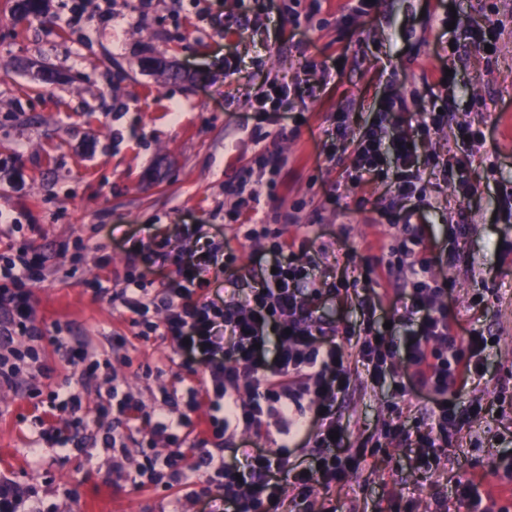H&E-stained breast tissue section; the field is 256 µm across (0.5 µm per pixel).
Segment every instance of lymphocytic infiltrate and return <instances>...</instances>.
I'll return each mask as SVG.
<instances>
[{"mask_svg":"<svg viewBox=\"0 0 512 512\" xmlns=\"http://www.w3.org/2000/svg\"><path fill=\"white\" fill-rule=\"evenodd\" d=\"M405 109L403 98H385L370 127L352 141L350 154L353 183L373 181L394 192L401 206L390 221L409 225L419 222L425 199L416 145L445 127L448 116L434 101L419 120L386 134L382 121ZM286 135L283 129L273 135L252 129L253 163L224 182L226 219L256 210L262 196L272 194L285 165L278 141ZM291 218L284 212L248 226L246 238L272 239L268 259L254 272L258 284L248 291H241L236 280H225L223 300L204 294L213 270L230 264L210 240L178 267L173 281L153 284L130 276L119 289L96 286L97 294L131 313L140 339H158L182 362L204 364L202 376L165 393V403L181 400L188 410L204 403L210 409L206 435L196 438L186 414L141 415L129 394L112 388L99 404L97 418L112 424L103 443L114 452L113 474L124 470V451L138 423L176 447L165 456L144 449L141 473L155 482L166 479L186 487L192 474H201L198 494L207 499L210 512H278L285 489L303 500L315 485L344 482L368 458L363 448L349 452L343 439L342 407L350 393L348 365L353 361L376 383L391 375L398 360L412 367L410 382L398 383L397 390L413 388L431 395V405L423 409L426 422L412 428L391 420L381 435L414 446L423 460L437 458L447 447L449 427L465 426L479 414V407H461L457 398L470 379L483 377L484 354L497 340L474 324L449 319L446 300L452 285L429 275L434 244L413 232L374 257L366 277L369 287L359 300L363 319L358 327L340 331L317 311L324 296H338L351 283L343 281L340 288L323 293L321 283L301 265L295 240L285 235ZM43 265V255L26 244L0 257V311L8 314L0 325L1 385L13 384L19 361L35 355L32 348L13 347L14 335L32 342L43 338L27 287ZM383 278L401 283L393 319L409 329L403 348L376 316L372 284ZM348 339L354 342L349 352L343 347ZM270 423L278 434L313 446L308 464L293 463L283 447H244L228 461L208 448L210 439L227 440L240 430L258 434Z\"/></svg>","mask_w":512,"mask_h":512,"instance_id":"f902f5d3","label":"lymphocytic infiltrate"}]
</instances>
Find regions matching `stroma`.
Masks as SVG:
<instances>
[{
    "mask_svg": "<svg viewBox=\"0 0 512 512\" xmlns=\"http://www.w3.org/2000/svg\"><path fill=\"white\" fill-rule=\"evenodd\" d=\"M345 2L322 0L313 12L311 0H299L292 13L267 15L254 0H50L51 20L42 25L16 20L9 0H0V254L25 242L49 258L29 284L44 371L22 365L14 384L0 387V479L31 486L43 512H208L184 487L113 477L111 449L65 452L38 436L41 424L62 429L69 419L50 403L55 385L70 383L91 410L117 384L150 414L178 382L170 348L138 341L129 313L97 295L96 283L119 288L131 272L154 283L174 276L176 257L156 263L153 239L177 236L189 248L186 228L198 224L238 257L217 269L211 292H223L230 277L251 287L248 272L267 243L225 223L224 182L252 158L251 129L283 126L288 165L259 212L299 205L287 234L310 238L317 278L361 275L383 243L408 231L387 223L385 212L400 203L382 186L368 182L334 200L350 158L327 157L323 131L344 112L347 137L356 139L383 98L402 96L418 114L433 92L448 98V124L421 144V155L452 157L459 122L483 132L469 148L476 195L464 202L442 174L426 172L425 194L440 205L425 209L421 225L463 258L431 271L453 282L449 315L499 339L484 377L460 398L483 411L469 426L449 428L448 446L430 467L405 444L388 442L346 483L314 486L303 505L285 497L280 512H466L456 486L472 477L512 512L507 480L493 475L494 462L512 454V406L492 403L498 389L512 391V252L501 247L512 241V225L501 220L499 193L512 185V0H371L369 11L349 16ZM444 4L462 28L500 27L495 52L466 40L442 48L434 17ZM228 51L237 57L230 77ZM152 58L176 67L179 79L145 69ZM313 61L329 77L311 70ZM45 72L53 82L42 81ZM273 80L290 90L276 111L257 103ZM361 198L364 208L345 210ZM478 292L485 301L475 307ZM84 338L100 363L92 373L65 358ZM149 366L155 375H146ZM351 381L343 408L351 445L375 437L392 417H417V396L375 385L357 364Z\"/></svg>",
    "mask_w": 512,
    "mask_h": 512,
    "instance_id": "stroma-1",
    "label": "stroma"
}]
</instances>
